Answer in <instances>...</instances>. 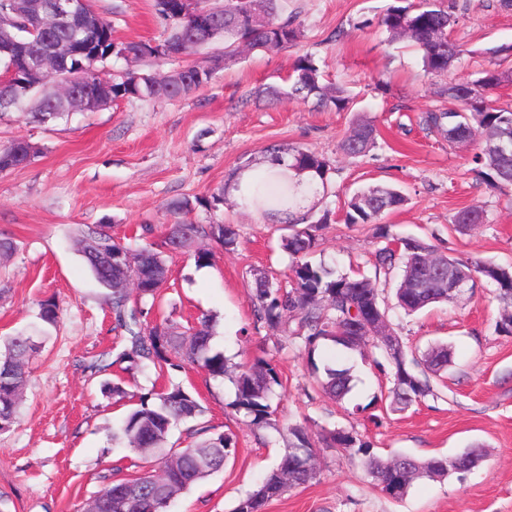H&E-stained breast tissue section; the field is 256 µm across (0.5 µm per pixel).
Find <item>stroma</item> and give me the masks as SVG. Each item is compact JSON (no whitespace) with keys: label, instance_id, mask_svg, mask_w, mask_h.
Listing matches in <instances>:
<instances>
[{"label":"stroma","instance_id":"35a3bbf8","mask_svg":"<svg viewBox=\"0 0 512 512\" xmlns=\"http://www.w3.org/2000/svg\"><path fill=\"white\" fill-rule=\"evenodd\" d=\"M393 0H288L303 30L298 45L274 52L250 51L219 69L190 96L159 103L113 102L96 112H73L56 124L31 122L24 112L0 115V145L35 143L26 166L0 172V237L16 250L0 262V336L31 333L39 303L55 299L57 326L29 361L19 418L0 432V497L5 512H81L114 472L132 477L153 463L121 448L112 429L127 407L104 389L120 376L113 357L127 345L117 328L110 295L91 275L76 238L85 226L108 225L113 237L137 247L161 242L171 223L169 202L205 197L224 186L245 164L265 160L273 144L309 148L329 158L333 170L317 209H330L317 255L339 271L371 272L378 247L369 228L344 221V203L362 187L394 185L408 204L382 221L394 235L420 237L441 251L512 266V190L499 192L470 171L474 148L459 149L427 129L423 113L445 108L438 82L427 76L419 54L403 40H389L378 25ZM457 22L451 38L463 54L448 72L452 82L476 79L489 68L512 71V8L501 0H447ZM119 40H150L164 29L154 0H92ZM312 53L326 81L355 98L352 111L315 101L256 98L282 88L299 54ZM376 120L371 149L348 156L339 143L356 113ZM483 209L484 224L466 233L451 220L460 209ZM192 224H234L235 251L211 240L199 247L214 255L197 265L195 251L167 257L169 282L142 324L170 318L180 329L198 316L214 315L212 345L231 362L272 360L282 382L280 428L307 426L311 433L344 428L370 441L387 457L453 456L469 449L480 462L463 476L420 480L399 499L374 488L357 456L320 448L319 475L271 501L266 512H512V336L498 333L501 305L490 289L440 303L408 316L395 306V278L381 282L388 318L404 345L426 349L448 344L452 358L441 395L405 411L385 399L388 384L372 358L354 357L355 388L339 403L313 384L312 367L324 364L332 343L307 355L297 343L278 345L251 328L252 273L285 279L289 260L279 248L284 227L268 223L226 197L210 210L184 214ZM152 227L143 236V227ZM183 384L204 408L203 422L234 432L237 449L223 471L175 499L169 512H232L288 446L279 436L265 446L232 407V385L192 364L159 378L158 387Z\"/></svg>","mask_w":512,"mask_h":512}]
</instances>
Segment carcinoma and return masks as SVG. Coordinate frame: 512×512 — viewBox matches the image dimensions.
I'll return each mask as SVG.
<instances>
[{
    "label": "carcinoma",
    "mask_w": 512,
    "mask_h": 512,
    "mask_svg": "<svg viewBox=\"0 0 512 512\" xmlns=\"http://www.w3.org/2000/svg\"><path fill=\"white\" fill-rule=\"evenodd\" d=\"M156 13L164 20L166 28L157 40H128L117 42L112 31L103 32L97 44L103 47V57H122L127 48L138 49L142 58L176 59L196 54L202 47L216 39L224 42V63L237 58L244 50L278 52L294 46L301 31L294 20L285 15V0H224V30L207 37L190 27L187 21H171L166 10V0H155ZM456 19L443 0H397L380 19L391 39H402L420 54L424 71L433 78H445L448 70L462 54V49L448 39ZM19 37L33 54L44 46V36L38 29L18 28ZM169 84L161 86L152 74L126 68L112 74V100L152 99L159 102L186 97L208 83L214 69L208 62H196L172 70ZM291 84L286 95L290 101H307L333 107L338 112L349 110L354 98L344 88L321 80L320 69L312 55L298 56L293 64ZM512 80V71L486 70L474 80L483 93L471 97L461 95L464 83L444 84L438 93L449 97L452 107L430 111L423 115V122L432 131L454 147L464 139L476 140L481 149L471 162L478 180L492 189L503 191L512 188V146L502 151L498 145L512 143V105L500 106L488 98L486 92ZM13 100L12 111L29 112L39 123L62 120L68 116L64 105L52 94L34 87L18 96L11 87L0 88V97ZM377 137L375 120L360 115L350 132L342 139L340 150L348 155H361ZM20 141L15 140L0 147V172L16 168L13 156ZM270 159L280 162L290 171L308 172L313 195L328 190L331 163L322 153L294 147L274 145ZM297 184L291 176L282 175L278 189L268 185L258 186L247 199L244 207L263 219L287 225L288 233L280 239L281 249L291 259L288 280L273 281L257 274L250 293L253 329L267 330L272 336H285L299 341L312 353L322 341L334 344L338 353L327 359L323 368L313 367V372H323L316 377L322 391L337 401L351 392L352 374L347 363L353 354H363L370 338L354 330L374 306L383 317L387 309L380 299L378 281L399 271L396 286L398 306L408 315L439 302L448 301L436 280L427 276L424 256L437 253L444 266L464 273L474 280V286L494 288L496 298L503 308H512V267L473 258L449 255L425 240L415 237H395L386 224L379 223L381 215L408 203V197L394 186H374L354 192L347 202L345 222L372 227L373 237L380 247L374 253V275L361 271L338 273L325 262H313L309 256L317 247V232L330 221V211L315 213L306 210L302 215L293 214L296 204ZM224 203V190L219 189L208 197L187 198L167 206L175 221L165 225V243L175 240L186 248L198 240L213 239L230 252L238 245L237 230L231 224H186L176 216L188 212L198 204L210 209ZM485 221L484 211L476 207L457 211L451 220L453 226L465 231ZM304 228L299 229L297 225ZM401 242V248L393 243ZM78 252L84 258L98 284L111 292L112 314L118 327L129 333L130 347L116 362L124 370L137 372L151 365L157 375L182 368L187 360L213 377L228 379L235 388L233 407L243 416V423L255 431L279 430L272 404L274 387L281 385L278 373L270 361L257 358L251 364L236 369L229 365L224 354L213 349L215 316L203 314L193 332L185 335L169 321L162 320L146 327L140 316L143 310L130 304L128 289L118 284L128 276V269L110 262L108 254L123 252L138 258V301L156 299L168 281L169 268L165 252L148 244L133 249L116 240L103 226H89L82 230ZM56 302L45 300L40 304L39 318L46 326L58 323ZM35 350L33 336L19 333L5 338V351L0 353V431L9 429L17 419L28 379V361ZM383 360L375 361L376 367L387 376L390 406L403 411L429 397H438L435 377L448 366L452 352L446 345L427 348L421 353L404 352L400 359H392L381 352ZM204 408L194 395L180 384L161 392L151 388L138 397L134 406L122 418L113 439L127 450L155 458L166 472L162 482L147 472L135 478L105 479L92 500L97 512H168L170 503L181 493L224 469L225 463L235 452L233 433L211 432V427L199 423L191 430L192 441L181 447L170 442L172 430L181 422L198 420ZM289 451L278 465L267 472L257 488L239 499L232 512H265L266 505L284 495L293 487L306 484L319 474L312 465L318 449L307 428L295 424L288 427ZM329 448H348L363 459L368 477L383 494L392 496L391 483L394 473L401 472L410 484L416 479L444 480L449 470L459 465L470 469L479 461L475 450L458 455L459 464L448 462L445 456L419 460L408 454L389 457L377 455L370 442L361 435L345 429H334L323 435Z\"/></svg>",
    "instance_id": "1"
}]
</instances>
